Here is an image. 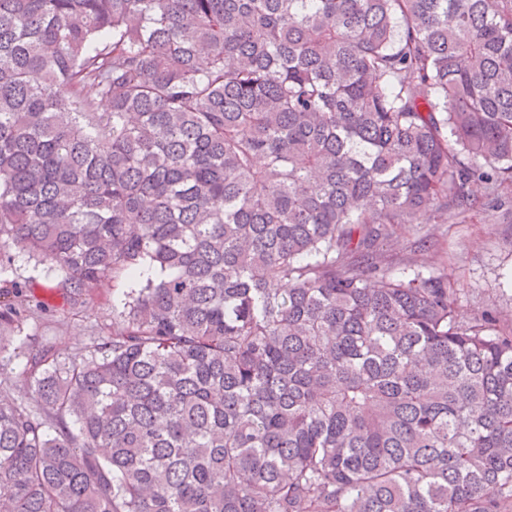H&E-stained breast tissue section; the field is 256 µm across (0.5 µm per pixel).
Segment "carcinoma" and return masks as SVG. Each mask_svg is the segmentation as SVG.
<instances>
[{
    "instance_id": "cac0c4a2",
    "label": "carcinoma",
    "mask_w": 512,
    "mask_h": 512,
    "mask_svg": "<svg viewBox=\"0 0 512 512\" xmlns=\"http://www.w3.org/2000/svg\"><path fill=\"white\" fill-rule=\"evenodd\" d=\"M478 182L512 195V0H0V271L152 272L29 355L0 504L512 512V323L380 253Z\"/></svg>"
}]
</instances>
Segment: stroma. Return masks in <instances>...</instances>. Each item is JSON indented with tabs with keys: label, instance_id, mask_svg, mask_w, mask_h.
Here are the masks:
<instances>
[{
	"label": "stroma",
	"instance_id": "stroma-1",
	"mask_svg": "<svg viewBox=\"0 0 512 512\" xmlns=\"http://www.w3.org/2000/svg\"><path fill=\"white\" fill-rule=\"evenodd\" d=\"M430 237L433 246L423 256L422 273H444L454 290L458 312L465 317L497 310L512 315V202L501 208H479L449 218L444 224H414L400 230L382 250L393 261L396 275L407 274L403 260L419 237ZM10 268L1 275L7 281L33 284L37 296L48 298L51 307L29 319L21 331L6 334L7 357H0V395L24 399V355L28 350L53 348L67 357L89 337L105 336L112 330V308L122 294L104 284L87 297L82 306L68 308L53 294L54 278L45 265L13 250Z\"/></svg>",
	"mask_w": 512,
	"mask_h": 512
}]
</instances>
